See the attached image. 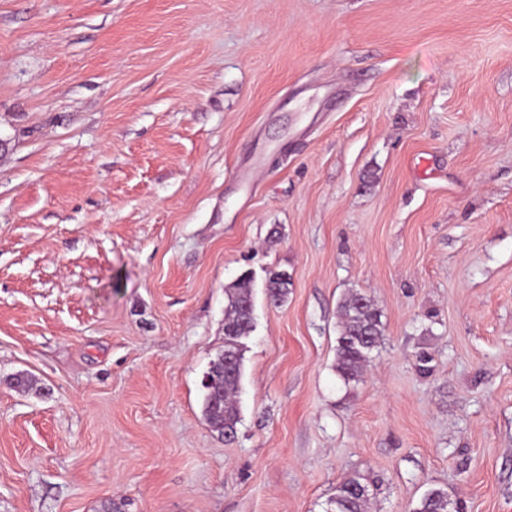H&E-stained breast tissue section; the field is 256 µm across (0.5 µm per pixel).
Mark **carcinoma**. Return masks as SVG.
I'll return each mask as SVG.
<instances>
[{
	"instance_id": "cac0c4a2",
	"label": "carcinoma",
	"mask_w": 512,
	"mask_h": 512,
	"mask_svg": "<svg viewBox=\"0 0 512 512\" xmlns=\"http://www.w3.org/2000/svg\"><path fill=\"white\" fill-rule=\"evenodd\" d=\"M289 278L281 271H271L266 291L271 303L281 304L288 294ZM251 276L242 274L229 291L228 313L224 321V353L210 362L202 383L203 406L210 427L223 433L239 422L236 396L242 374L240 340L254 329ZM384 336L381 313L360 292L349 293L340 304V322L336 345V372L346 383L361 380L364 366ZM235 358L234 367L224 371V356ZM371 499L369 485L360 474L342 478L328 499L327 512H367ZM413 512H448V492L431 488L419 500Z\"/></svg>"
}]
</instances>
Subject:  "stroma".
<instances>
[{
	"label": "stroma",
	"instance_id": "35a3bbf8",
	"mask_svg": "<svg viewBox=\"0 0 512 512\" xmlns=\"http://www.w3.org/2000/svg\"><path fill=\"white\" fill-rule=\"evenodd\" d=\"M354 473L512 512V0H0V512H326ZM288 275L281 271H271L266 282L267 295L274 305L281 304L287 294L289 285ZM251 276L243 273L229 291L228 313L224 321V353L210 362L203 381V406L210 427L223 435L233 430L239 422L236 396L242 374L243 354L240 340L250 336L254 329ZM235 358L234 367L230 357ZM224 367L231 368L224 371ZM210 380V384L205 379ZM336 372L344 383L358 382L371 353L384 336L381 313L360 292L349 293L340 304Z\"/></svg>",
	"mask_w": 512,
	"mask_h": 512
}]
</instances>
